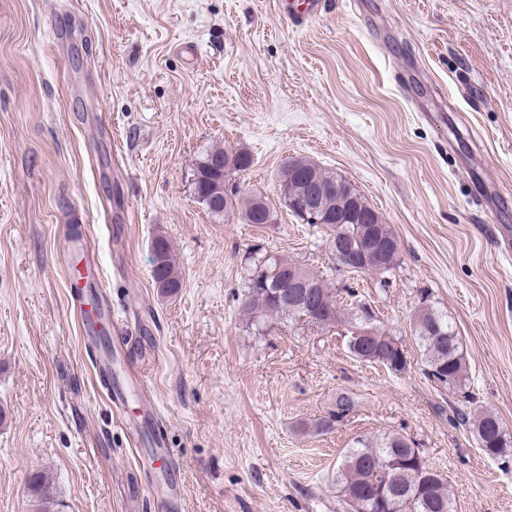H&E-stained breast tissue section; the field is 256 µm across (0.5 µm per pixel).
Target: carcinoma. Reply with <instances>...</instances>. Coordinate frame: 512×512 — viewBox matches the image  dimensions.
<instances>
[{"label":"carcinoma","instance_id":"1","mask_svg":"<svg viewBox=\"0 0 512 512\" xmlns=\"http://www.w3.org/2000/svg\"><path fill=\"white\" fill-rule=\"evenodd\" d=\"M224 161V180L229 182L237 172L246 171L252 164L251 157L237 151L233 154L222 148L209 153L198 163L194 171V191L197 197H208L209 182L205 171L209 164L217 159ZM307 172L311 179L325 185L341 184L340 199L327 203L324 226L335 234L358 245L359 229L346 218L350 204L355 203L363 209H371L366 199L352 184L336 176L307 159H295L287 162L279 173V181L288 186L292 195L297 196L303 186L295 182V176ZM265 208V220L276 223L277 210L262 196H253L241 201L239 192L224 195L223 210H211L209 214L216 219H227L238 213L245 224H259L258 208ZM296 270L306 279L317 285V295L321 308L339 311V322L360 323L362 328H370L368 316L357 313L353 304L336 301L330 289L316 274L301 265L286 260L274 259L258 266L249 279L247 296L243 304V313L249 321H301L307 311L285 308L280 301L271 297L267 286L276 282L286 273ZM152 278L162 295H171L181 288V279L177 271L171 245L164 236H158L152 243ZM415 335L419 341L422 358L428 377L450 389L465 387L467 366L460 350V341L448 316L436 312L431 307L418 310L414 318ZM382 336L369 337L367 349L359 353L351 351L358 360L370 356H380L387 360L389 370L403 373L408 367L407 353L378 346ZM356 407L354 398L348 393L336 397L335 407L328 416L318 419L313 428L328 433L335 423L350 415ZM459 423L474 433L483 453L489 457H502L512 448L499 417L486 409L475 408L458 415ZM346 503L353 512H453L452 493L448 480L440 473L429 469L407 439L398 436L380 438L360 437L355 445L347 449L336 475ZM31 496L43 505L40 512H48L45 505L53 499V487L46 476L35 473L28 483Z\"/></svg>","mask_w":512,"mask_h":512}]
</instances>
